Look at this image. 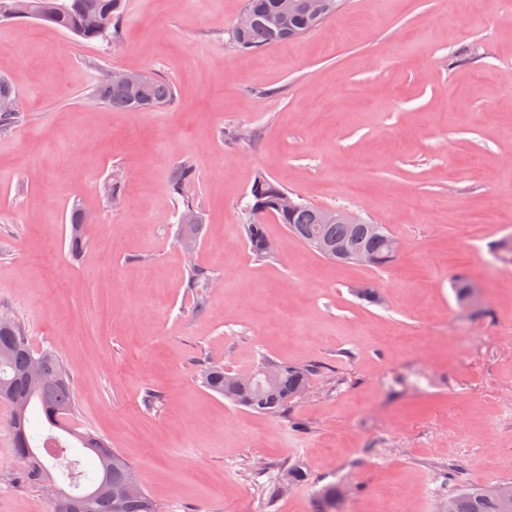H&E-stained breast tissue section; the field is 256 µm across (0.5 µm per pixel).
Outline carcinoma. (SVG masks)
<instances>
[{
    "mask_svg": "<svg viewBox=\"0 0 512 512\" xmlns=\"http://www.w3.org/2000/svg\"><path fill=\"white\" fill-rule=\"evenodd\" d=\"M285 0H245L244 11L253 16V22L241 29L232 25L230 38L242 50H254L270 45L285 44L298 39L315 29L313 21L299 10L282 13L281 4ZM33 20L49 24L83 42L108 41L118 35L117 24L126 9L127 0H26ZM93 101L105 104L114 110L135 111V100L144 98L151 106L160 107L173 102L174 86L155 73H149L148 83L139 91L126 88H110L95 85L91 91ZM170 185L173 192L184 200L185 209L179 223L191 214L195 221L186 226L187 232L201 237L203 221L198 210L190 201V189L194 172L188 165L174 168L170 172ZM272 192L265 199V207L256 203V198L246 205L248 222L245 224L248 248L256 256L267 251L261 248L265 241L264 223L272 218L286 225L289 232L304 244L312 245V240L336 243L338 240L354 241V245L368 252L379 266H388L396 256L391 250V233L386 225H379L373 232L361 224L358 230L349 224H322V208L299 200L289 212L274 210V194L286 193L288 189L278 180L259 174L254 185ZM69 247L74 258L82 256L87 247V225L82 223V211L72 210L69 220ZM210 277L197 270L190 278L189 287L196 294L197 306L206 303L203 288ZM266 366L254 369L255 376L247 379L235 377V372L222 365H211L202 373V385L223 396L236 406L277 416L294 403L293 395L307 388L312 369L307 366L280 363L276 365L277 377L267 380ZM10 397L12 407L10 427L13 446L21 460L26 478L40 485L49 469L43 461L42 453L47 443H55L59 455L55 464L65 468V475L78 482L85 473L77 470V463L68 459L69 447L56 436L49 434L42 439V445H32L29 434L30 410L37 407L52 428L69 431L66 420L76 408L75 392L71 375L63 361L50 349L34 350L29 344L27 333L18 322L11 320L0 323V400ZM73 437L82 448L94 455L98 463L96 478L92 480L94 495L84 500L74 501V512H160L159 506L146 493L140 496H124L123 488L131 481L138 480L132 465L99 435L86 431L75 433ZM448 512H512V490L503 483H490L481 486L462 485L448 496Z\"/></svg>",
    "mask_w": 512,
    "mask_h": 512,
    "instance_id": "cac0c4a2",
    "label": "carcinoma"
}]
</instances>
